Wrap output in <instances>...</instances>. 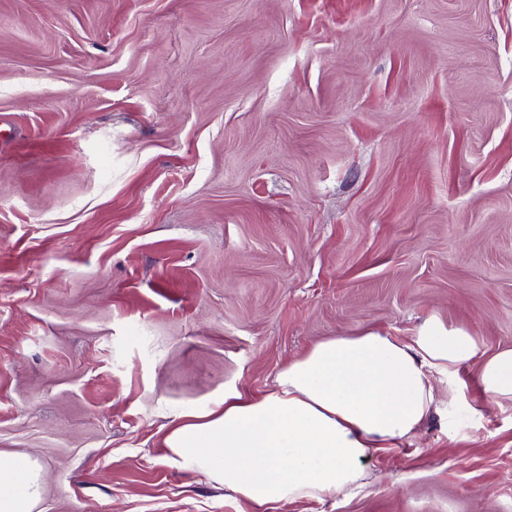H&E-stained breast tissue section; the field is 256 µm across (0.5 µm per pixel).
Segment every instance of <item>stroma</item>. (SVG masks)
<instances>
[{"label":"stroma","mask_w":512,"mask_h":512,"mask_svg":"<svg viewBox=\"0 0 512 512\" xmlns=\"http://www.w3.org/2000/svg\"><path fill=\"white\" fill-rule=\"evenodd\" d=\"M512 348V0H0V450L37 512H252L162 427L316 341ZM268 512H512V402Z\"/></svg>","instance_id":"35a3bbf8"}]
</instances>
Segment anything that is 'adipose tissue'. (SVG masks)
<instances>
[{
    "label": "adipose tissue",
    "instance_id": "adipose-tissue-1",
    "mask_svg": "<svg viewBox=\"0 0 512 512\" xmlns=\"http://www.w3.org/2000/svg\"><path fill=\"white\" fill-rule=\"evenodd\" d=\"M466 365L488 399L512 402V349L486 354L465 326L430 317L407 336H337L290 361L261 396L228 389L216 408L171 415L164 443L184 470L256 512L332 500L366 484L372 450L409 442L433 415L455 430ZM42 493L36 461L0 452V512H35Z\"/></svg>",
    "mask_w": 512,
    "mask_h": 512
}]
</instances>
